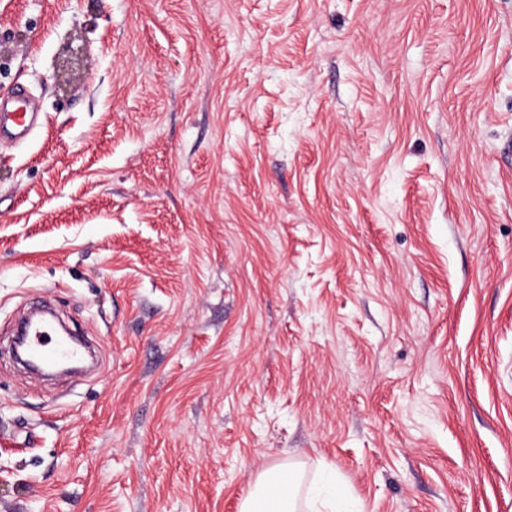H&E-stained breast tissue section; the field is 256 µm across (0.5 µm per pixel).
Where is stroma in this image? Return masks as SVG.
<instances>
[{
	"instance_id": "stroma-1",
	"label": "stroma",
	"mask_w": 512,
	"mask_h": 512,
	"mask_svg": "<svg viewBox=\"0 0 512 512\" xmlns=\"http://www.w3.org/2000/svg\"><path fill=\"white\" fill-rule=\"evenodd\" d=\"M0 512H512V0H0ZM38 299L95 347L9 352ZM16 103L18 106L13 110L1 109L0 130L2 134L18 138L28 133L30 123H27V112H25L26 100L19 98ZM21 110L24 112H20ZM45 361L49 363L62 362L66 364H77L83 361V354L76 345L62 343L54 351H36ZM285 469L273 467L259 478L255 490L243 499L241 512H298L297 489L299 475L295 473L294 481L284 484L279 481Z\"/></svg>"
}]
</instances>
